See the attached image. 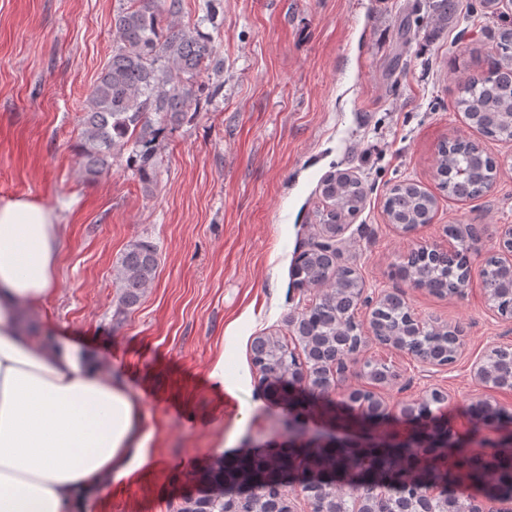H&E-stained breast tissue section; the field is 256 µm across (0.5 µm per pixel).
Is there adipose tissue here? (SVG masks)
<instances>
[{
	"instance_id": "obj_1",
	"label": "adipose tissue",
	"mask_w": 512,
	"mask_h": 512,
	"mask_svg": "<svg viewBox=\"0 0 512 512\" xmlns=\"http://www.w3.org/2000/svg\"><path fill=\"white\" fill-rule=\"evenodd\" d=\"M60 234L54 209L0 200V512H108L113 487L153 466L126 377L24 328L52 293Z\"/></svg>"
}]
</instances>
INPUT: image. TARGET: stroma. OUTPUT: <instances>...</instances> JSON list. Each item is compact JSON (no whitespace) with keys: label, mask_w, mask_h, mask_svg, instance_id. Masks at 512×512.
Masks as SVG:
<instances>
[{"label":"stroma","mask_w":512,"mask_h":512,"mask_svg":"<svg viewBox=\"0 0 512 512\" xmlns=\"http://www.w3.org/2000/svg\"><path fill=\"white\" fill-rule=\"evenodd\" d=\"M431 2L184 0L179 23L210 37L215 66L203 80L221 90L165 131L147 187L122 155L88 178L76 151L123 0H0V199L52 207L62 224L55 290L33 315L43 335L127 368L153 432L156 467L113 493L110 512H179L216 441L235 454L251 439L287 440L290 409L259 386L251 344L268 334L293 342L290 318L319 296L296 287L290 267L320 239L318 186L333 172L368 188L339 238L338 263L356 268L368 293L402 290L412 312L461 328L464 343L443 370L368 345L333 392L337 412H349L368 357L397 373L373 387L391 415L435 388L464 435L478 398L512 411V389L484 390L471 375L475 360L512 341V321L482 288L481 256L460 296L394 275L411 250L447 245L448 225L462 237L479 228L491 254L499 225H512V143L485 142L501 173L480 197L439 195L432 222L410 233L384 211L399 181L437 193L442 140H482L456 102L462 77L487 72L502 22L481 0H458L444 28ZM141 238L156 245L158 268L140 303L121 312L117 261ZM219 361L232 386L220 395L207 381Z\"/></svg>","instance_id":"stroma-1"}]
</instances>
